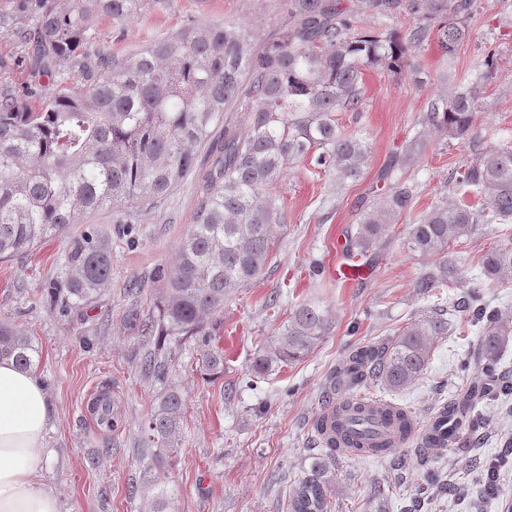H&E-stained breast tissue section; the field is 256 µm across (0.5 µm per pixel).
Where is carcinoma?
<instances>
[{
  "label": "carcinoma",
  "instance_id": "cac0c4a2",
  "mask_svg": "<svg viewBox=\"0 0 512 512\" xmlns=\"http://www.w3.org/2000/svg\"><path fill=\"white\" fill-rule=\"evenodd\" d=\"M141 0H30L34 32L18 30L23 44L34 41L31 67L55 87L36 109L0 92V257L10 258L38 242L65 233L70 225L104 207L121 209L130 219L165 199L196 170L197 152L213 145V132L233 108L239 122L224 128V140L211 153L204 174L197 221L182 239L178 261L158 271L168 289L158 322L132 319L138 336H183L197 344L199 368L209 377L224 374V351L215 346L213 320L229 294L250 284L272 255V226L284 216L270 187L285 165L309 159L318 169L336 172V184L359 174L367 159L365 141L336 125L335 113L357 112L364 92L362 70L385 67L398 73L414 67L402 40L380 30L364 31L341 0H288V18L275 37L259 42L256 32L233 23H208L180 35L153 41L136 56L112 58L103 45L86 52L93 40L91 17L123 22L140 10ZM473 0H406L423 20L409 42L431 36L453 56L470 33ZM485 72L428 103L416 122L451 139L473 131L481 107L482 82L496 67V54L484 58ZM86 74L78 91L70 88L74 70ZM423 150L414 139L392 157L385 175L404 169ZM465 190L480 206L440 200L419 223L410 225L407 247L432 259L414 287L430 296L442 288L466 289L470 322L480 328L478 357L495 379V392L512 394L500 370V352L512 339V314L481 303L479 287L512 283V246L484 254L479 280L458 273L450 241L480 224L512 220V146L492 147L473 164L460 166L452 191ZM416 185L399 181L389 195L364 214L349 237L352 257L376 253L392 224L412 207ZM72 274L67 295L48 289L53 306L68 309L98 295L112 276V248L99 231L72 241ZM444 309L435 308L391 339L352 350L336 368L330 388L339 393L331 431L350 437L360 430L383 436L382 425L398 440L406 419L380 421L373 408L355 401L357 389L377 381L400 390L422 374L435 336L448 335ZM325 319L308 303L297 305L277 336L254 358V370L267 374L307 356L324 336ZM31 337L0 320V359L24 370L34 366ZM477 398L468 389L446 405L448 433L481 421L472 413ZM184 400L171 389L149 423L152 435L170 440L178 428ZM325 456L299 479L288 512H331L333 475L326 458L336 443L320 437Z\"/></svg>",
  "mask_w": 512,
  "mask_h": 512
}]
</instances>
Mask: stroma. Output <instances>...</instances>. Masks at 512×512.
Here are the masks:
<instances>
[{
    "mask_svg": "<svg viewBox=\"0 0 512 512\" xmlns=\"http://www.w3.org/2000/svg\"><path fill=\"white\" fill-rule=\"evenodd\" d=\"M22 4L0 0V16L13 21L0 27V87L10 86L35 107L52 86L34 77L12 33L28 23ZM287 15L288 0H142L131 19L115 23L96 16L91 30L113 55L128 58L149 42L202 23L233 22L265 40ZM491 49L496 71L482 88L483 108L470 138L426 137L418 162L405 173L417 185L413 209L391 226L364 278H337L338 244L372 202L390 192L391 182L380 175L391 154L418 135L416 116L430 100L447 94L449 82L480 70ZM408 52L414 71L365 70L363 109L336 115L341 130L369 145L358 177L340 186L334 174L295 160L272 186L286 221L274 230L267 265L250 285L229 295L217 316L215 344L224 352L223 375L204 378L194 342L171 337L161 350L164 378L146 375L141 369L146 347L126 321L133 308L141 318L159 317L167 290L156 271L173 264L195 221V176L142 213L138 223H126L123 213L104 208L23 257L0 259V316L32 337L38 350L34 371L48 392L50 453L39 482L57 494L60 512H148L149 498L160 491L166 512H287L298 480L323 452L313 423L332 371L354 346L395 336L435 303L413 286L428 261L408 249L409 225L446 194L461 163L475 161L489 147L512 145V20L502 0H476L470 37L454 57L444 55L432 39L409 44ZM86 226L109 238L112 279L96 298L63 316L46 304L43 292L50 282L65 280L71 241ZM501 246H512V220L479 225L459 241L462 278H475L482 255ZM136 283L141 292L134 296L130 290ZM302 302L325 313V335L303 360L255 375L258 343L275 336ZM448 322L449 334L437 339L418 380L401 390L371 382L367 393L408 408L426 424L443 404L481 381L477 328L464 312ZM172 388L185 403L178 433L165 443L150 441L148 423L162 394ZM103 392L120 419L113 430L90 421V405ZM476 410L483 427L463 426L451 447L423 455L410 446L381 457H335L330 465L336 475L334 512H512V465L500 470L497 495H485L480 484L488 463L512 441V398L488 396ZM430 468L439 472L443 487L427 485Z\"/></svg>",
    "mask_w": 512,
    "mask_h": 512,
    "instance_id": "35a3bbf8",
    "label": "stroma"
}]
</instances>
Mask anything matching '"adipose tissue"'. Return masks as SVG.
Masks as SVG:
<instances>
[{"label":"adipose tissue","mask_w":512,"mask_h":512,"mask_svg":"<svg viewBox=\"0 0 512 512\" xmlns=\"http://www.w3.org/2000/svg\"><path fill=\"white\" fill-rule=\"evenodd\" d=\"M49 420L43 381L0 360V512H60L56 495L38 482Z\"/></svg>","instance_id":"obj_1"}]
</instances>
